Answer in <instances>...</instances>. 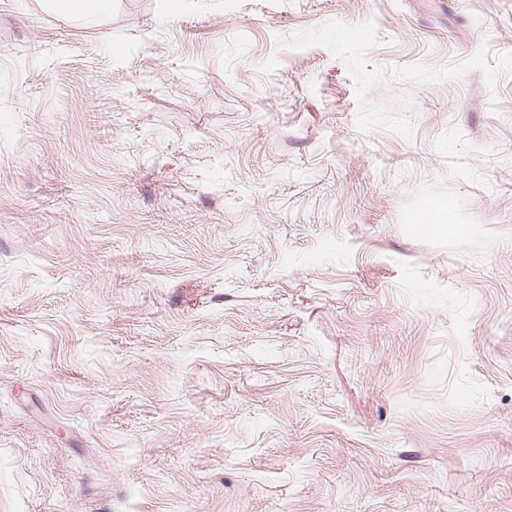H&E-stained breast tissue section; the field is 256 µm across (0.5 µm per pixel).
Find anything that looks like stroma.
<instances>
[{
  "label": "stroma",
  "mask_w": 512,
  "mask_h": 512,
  "mask_svg": "<svg viewBox=\"0 0 512 512\" xmlns=\"http://www.w3.org/2000/svg\"><path fill=\"white\" fill-rule=\"evenodd\" d=\"M0 512H512V0H0ZM49 4L55 10L91 17L109 8L111 0H49Z\"/></svg>",
  "instance_id": "35a3bbf8"
}]
</instances>
